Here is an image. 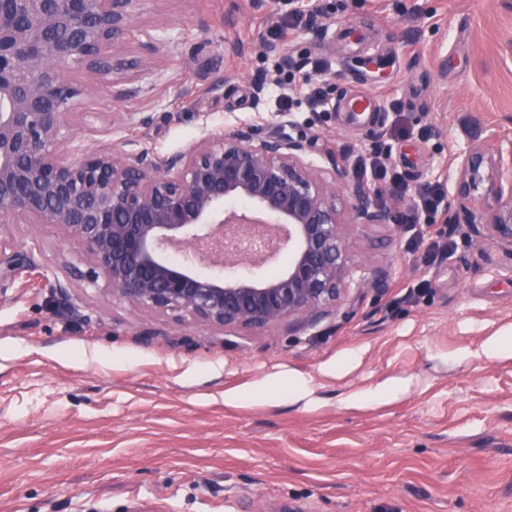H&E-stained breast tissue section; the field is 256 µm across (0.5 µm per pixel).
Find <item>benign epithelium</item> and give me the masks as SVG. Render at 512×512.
Returning <instances> with one entry per match:
<instances>
[{
    "instance_id": "benign-epithelium-1",
    "label": "benign epithelium",
    "mask_w": 512,
    "mask_h": 512,
    "mask_svg": "<svg viewBox=\"0 0 512 512\" xmlns=\"http://www.w3.org/2000/svg\"><path fill=\"white\" fill-rule=\"evenodd\" d=\"M139 2L0 0V248L15 224H51L90 256L78 278L104 281L138 309L227 335L320 322L344 291L348 228L392 224L394 209L354 182L335 153L314 160L315 135L294 113L170 154L133 139L87 151L71 134L88 92L66 67L122 74ZM448 164L446 223L512 247V150L491 130ZM284 251L287 266L264 274ZM204 259L220 273L196 271ZM4 275L45 280L19 253ZM386 275L367 269L359 287Z\"/></svg>"
}]
</instances>
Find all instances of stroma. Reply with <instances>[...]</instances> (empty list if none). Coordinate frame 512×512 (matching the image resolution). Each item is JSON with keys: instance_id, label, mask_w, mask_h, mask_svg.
I'll return each instance as SVG.
<instances>
[{"instance_id": "35a3bbf8", "label": "stroma", "mask_w": 512, "mask_h": 512, "mask_svg": "<svg viewBox=\"0 0 512 512\" xmlns=\"http://www.w3.org/2000/svg\"><path fill=\"white\" fill-rule=\"evenodd\" d=\"M142 0L132 93L89 89L88 149L133 135L167 154L292 97L315 154L377 142L413 191L450 182L449 149L486 127L512 139V8L501 0ZM323 88L311 111L301 92ZM380 111L342 124L336 100ZM47 284L0 279V512H512V248L466 225L428 260L409 225L349 230L353 271L316 327L219 330L113 299L74 277L89 255L46 224L13 228ZM307 381L309 400L266 378ZM405 394L376 398L387 382ZM236 399H228V392ZM367 395L365 405L352 404Z\"/></svg>"}]
</instances>
